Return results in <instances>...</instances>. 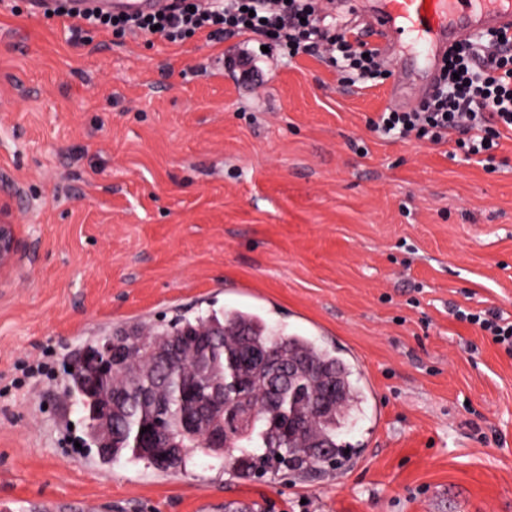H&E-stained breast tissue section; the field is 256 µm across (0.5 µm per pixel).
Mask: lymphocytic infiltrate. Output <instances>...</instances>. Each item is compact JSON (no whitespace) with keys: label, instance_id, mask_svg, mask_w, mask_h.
I'll return each instance as SVG.
<instances>
[{"label":"lymphocytic infiltrate","instance_id":"1","mask_svg":"<svg viewBox=\"0 0 512 512\" xmlns=\"http://www.w3.org/2000/svg\"><path fill=\"white\" fill-rule=\"evenodd\" d=\"M113 36L157 34L171 44L204 33L213 39L254 35L269 38L285 57H320L339 73L363 79L383 76L377 55L364 42L325 26L317 0H173L148 15L90 13L71 28L74 39L92 31ZM388 136H420L439 145L454 140L466 159L495 162L502 130L512 131V36L487 33L451 49L432 95L416 109H391L369 122Z\"/></svg>","mask_w":512,"mask_h":512}]
</instances>
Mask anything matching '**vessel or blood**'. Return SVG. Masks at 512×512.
I'll return each instance as SVG.
<instances>
[{"label": "vessel or blood", "mask_w": 512, "mask_h": 512, "mask_svg": "<svg viewBox=\"0 0 512 512\" xmlns=\"http://www.w3.org/2000/svg\"><path fill=\"white\" fill-rule=\"evenodd\" d=\"M63 7L76 18L89 12L154 13L172 0H36ZM512 30V0H378L368 31L383 57L391 59L396 85L405 81L404 63L394 62V47L407 42L426 71L439 73L444 55L459 41L482 31Z\"/></svg>", "instance_id": "vessel-or-blood-1"}]
</instances>
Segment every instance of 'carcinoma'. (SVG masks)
Here are the masks:
<instances>
[{
    "label": "carcinoma",
    "mask_w": 512,
    "mask_h": 512,
    "mask_svg": "<svg viewBox=\"0 0 512 512\" xmlns=\"http://www.w3.org/2000/svg\"><path fill=\"white\" fill-rule=\"evenodd\" d=\"M210 326L224 327V335L215 337V340L220 344L217 358L224 363L226 370H231L249 349L272 351L285 364L290 360L304 359L314 371L326 372L335 378L340 393L337 404L331 411L319 414L316 412L318 387L310 384L306 396L294 399L285 386L272 389L255 381L246 388L255 407L254 419L246 427V433L235 436L229 446L209 448L189 441L188 448L161 458L152 449L139 447V429L148 425L154 428L160 420L163 421L162 426H157L160 437L174 442L181 440L178 422L188 404L184 387L193 385L195 379L191 346H184L168 365L152 364L149 350L158 343L181 337L186 331ZM112 349L122 365L148 368L154 372L166 411L161 414L134 405L127 408L126 414L113 417L115 432L112 446H107L95 427L100 413L97 397L86 389L83 371L79 363H74L70 376L78 395L77 403L85 412L90 438L107 461L126 457L146 461L163 470L177 471L185 466L188 455L197 450L207 456L223 458L224 466L238 475L263 476L282 468L303 471L314 467H334L345 457V446L338 443V436L350 411L361 402V390L353 379L350 364L307 336L276 334L260 316L232 310L222 314L210 312L192 321L179 319L161 329L121 328L112 333ZM135 388L136 385L127 380L122 369L116 368L112 376V390L126 395ZM290 417L307 423L309 434L286 439L282 427ZM310 434L318 438L324 452L318 454L307 445Z\"/></svg>",
    "instance_id": "cac0c4a2"
}]
</instances>
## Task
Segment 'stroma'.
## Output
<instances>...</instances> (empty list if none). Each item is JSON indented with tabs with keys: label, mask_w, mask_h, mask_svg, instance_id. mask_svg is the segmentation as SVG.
Listing matches in <instances>:
<instances>
[{
	"label": "stroma",
	"mask_w": 512,
	"mask_h": 512,
	"mask_svg": "<svg viewBox=\"0 0 512 512\" xmlns=\"http://www.w3.org/2000/svg\"><path fill=\"white\" fill-rule=\"evenodd\" d=\"M0 0V500L10 512H512V355L455 309L512 316V133L495 166L367 124L357 87L260 38H70ZM246 53L247 75L219 72ZM242 309L338 350L365 395L323 474L100 461L68 393L117 326ZM53 370L12 387L25 360ZM17 224L0 219V276L13 266L16 255Z\"/></svg>",
	"instance_id": "1"
}]
</instances>
